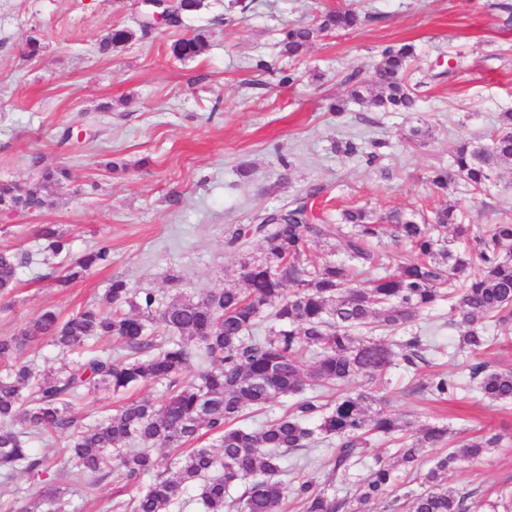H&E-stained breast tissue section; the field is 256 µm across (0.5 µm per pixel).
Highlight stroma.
I'll use <instances>...</instances> for the list:
<instances>
[{
	"instance_id": "1",
	"label": "stroma",
	"mask_w": 512,
	"mask_h": 512,
	"mask_svg": "<svg viewBox=\"0 0 512 512\" xmlns=\"http://www.w3.org/2000/svg\"><path fill=\"white\" fill-rule=\"evenodd\" d=\"M350 6L365 17L352 31L319 37L299 56L283 55L281 31L310 24L324 10ZM131 0H0V181H25L30 156L70 168L52 185L53 208L0 213V248L34 253L20 268L12 295L0 297V337L16 334L40 312L75 314L104 295L112 279L171 297L240 286L238 251L228 240L257 214L280 208L312 186L315 216L336 221L361 206L432 214L464 200L473 225L512 223V161L497 170L490 194L469 199L462 184L434 187L433 169L447 167L461 140L479 138L512 112V0H203L181 26H158L125 46L101 52L114 26L138 29ZM194 34L206 39L192 58L171 56L170 44ZM40 50L28 57L26 41ZM413 45L415 65L432 73L417 87L411 112L328 104L344 95V76L372 79L383 48ZM293 73L283 86V73ZM427 130L424 142L410 130ZM69 129L78 139L62 143ZM379 142V158L338 151V144ZM56 224L71 241V257L107 244L112 261L62 287L53 277L66 264L43 262L41 225ZM448 304L437 302L414 328L440 333L443 350L418 376L391 367L354 389L383 396V409L419 424L438 420L465 438L490 427L512 432V409L481 401L470 382L459 330L447 327ZM453 372L460 398L439 405L415 391L416 379ZM162 386L122 395L97 391L72 408L79 422L125 402L160 400ZM65 437H38L49 460L41 476L17 474L10 485L25 498L53 482L64 462ZM449 485L475 490L476 512H492L502 489L512 490V443L448 474ZM117 477L92 497L75 486L66 512H111L128 499Z\"/></svg>"
}]
</instances>
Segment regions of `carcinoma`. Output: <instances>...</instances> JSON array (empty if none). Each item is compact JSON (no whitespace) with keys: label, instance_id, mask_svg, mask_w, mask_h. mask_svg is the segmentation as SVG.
<instances>
[{"label":"carcinoma","instance_id":"cac0c4a2","mask_svg":"<svg viewBox=\"0 0 512 512\" xmlns=\"http://www.w3.org/2000/svg\"><path fill=\"white\" fill-rule=\"evenodd\" d=\"M200 7L201 0H175L172 26ZM359 24L354 9L329 10L310 25L283 31L284 52L297 56L318 36ZM136 37L135 31L115 26L100 49L108 52ZM203 42L200 34L179 38L171 54L192 58ZM413 58L409 44L385 47L374 65L376 80L348 74L347 97L334 100L328 110L340 114L350 101L369 100L385 112L413 111L415 93L407 81ZM506 160H512V112L503 113L501 128L483 140L461 141L451 169L434 171L431 182L445 190L457 177L481 192ZM28 167L25 182L0 181L1 212L47 208V185L71 178L69 168H50L40 156L31 157ZM319 193L312 186L306 195L233 232L234 247L243 248L252 238L263 244L261 255L241 264V288L211 290L199 299L183 292L166 298L114 279L101 301L65 320L44 310L19 335L0 340V358L13 359L0 371L3 495L15 494L10 477L47 467L30 447L31 432L38 431L66 435L65 462L60 484L39 488L21 512H60L64 486L92 490L114 472L135 489L113 505L115 512H182L187 491L195 492L202 512H289L291 498L300 502L301 512H365L364 506L385 498L393 512H471L476 490L451 488L443 475L500 447L504 435L489 429L456 440L446 424L416 428L379 408L382 398L375 393L346 385L356 378L373 380L398 361L414 369L426 363L425 353L436 345L408 327L446 300L448 320L460 328V346L473 358L468 369L477 391L491 404L512 405V370L481 359L490 342L489 324L512 320V223L475 230L464 223L457 202L434 211L429 221L398 210L377 214L354 208L344 210L335 224H319L308 205ZM448 232L464 246L451 249L444 237ZM385 235L409 245L414 258L377 276L382 257L371 242ZM38 238L47 257L70 253V240L55 224L41 225ZM328 240L343 260L310 265L311 247ZM32 259L28 251L0 250L1 296L12 293L19 269ZM111 260L107 246L91 249L71 262L57 283L66 287ZM41 338L78 358L53 373L18 361L22 347ZM102 338L119 341L125 354L92 347L90 341ZM148 383L166 387L161 405L133 401L85 425L72 414V401L83 395L99 389L119 394ZM308 388L313 394H305ZM460 389L449 373L421 385L443 402ZM288 397L296 401L259 428L239 425L246 415ZM206 435L215 441L213 448L192 447ZM374 439L386 445L389 456L374 457L355 498L339 495L336 485L350 480ZM322 443L335 445L321 464L322 478L297 476L286 487L281 479L286 456ZM438 447L447 452L421 474V490L396 494L398 469L419 471L426 449ZM156 448L183 453L173 477L143 490L144 476L163 467ZM239 484L244 489L235 497L231 491Z\"/></svg>","mask_w":512,"mask_h":512}]
</instances>
